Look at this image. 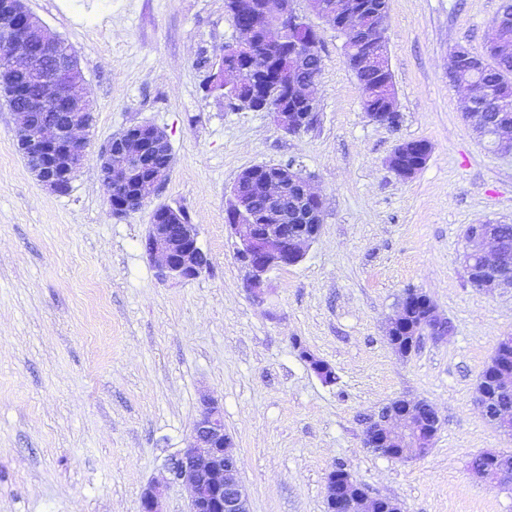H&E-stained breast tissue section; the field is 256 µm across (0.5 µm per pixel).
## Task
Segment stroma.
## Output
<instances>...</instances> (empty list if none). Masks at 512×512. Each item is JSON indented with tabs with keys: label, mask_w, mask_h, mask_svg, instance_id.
Listing matches in <instances>:
<instances>
[{
	"label": "stroma",
	"mask_w": 512,
	"mask_h": 512,
	"mask_svg": "<svg viewBox=\"0 0 512 512\" xmlns=\"http://www.w3.org/2000/svg\"><path fill=\"white\" fill-rule=\"evenodd\" d=\"M28 5L75 52L93 122L85 164L57 194L29 172L0 101V512H139L154 482L164 512H188L190 490L165 462L206 394L224 409L251 512H327L340 463L402 512H512V486L470 469L481 453L512 452L477 405L479 378L512 335V292L479 294L463 263L469 225L512 224V157L466 123L448 80L456 45L484 54L501 0H387L394 128L366 117L343 37L294 0L322 36L318 121L296 135L207 91L236 35L224 0ZM141 123L165 131L174 163L158 195L116 219L97 157ZM408 140L432 153L404 180L387 159ZM265 162L293 164L324 210L303 261L271 274L260 305L225 193ZM161 205L198 226L210 265L195 279L160 281L142 248ZM408 288L451 331L402 357L385 326ZM403 396L432 404L440 426L425 455L397 460L367 448L363 431Z\"/></svg>",
	"instance_id": "35a3bbf8"
}]
</instances>
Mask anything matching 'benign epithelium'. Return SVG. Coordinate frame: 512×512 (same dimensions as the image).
Segmentation results:
<instances>
[{"mask_svg":"<svg viewBox=\"0 0 512 512\" xmlns=\"http://www.w3.org/2000/svg\"><path fill=\"white\" fill-rule=\"evenodd\" d=\"M311 10L328 26L340 27L354 43L356 63L353 71L361 74L371 69L390 72L385 35L378 24L358 21V0H336L332 13L322 9L320 0H309ZM256 8L263 19L262 41L275 48L288 43V22L308 27L294 10L292 0H261L255 5L242 0L239 9ZM7 21L6 47L0 51V93L15 99L12 109L17 116L14 137L19 153L35 179L53 192L63 194L71 187L77 169L86 158V143L76 132L92 121L89 104L83 102V77L71 48L53 34L43 20L28 7L27 0H0V21ZM37 37L46 46L44 59L34 64L28 52L30 39ZM320 38L314 33L307 39L306 53L293 61L288 53L269 57L257 64L253 60L252 34L239 29L235 39L224 45V63L212 75L215 88L236 89L253 83L252 100L243 107L268 112L287 134H297L316 121V103L311 88L320 73L306 76L303 61L319 67ZM455 65L448 78L456 82L461 72L481 73L487 59L463 46L452 50ZM37 84L31 93L27 85ZM502 109L499 96L488 88H466L459 110L491 150L512 156V123L496 119L480 120L483 113ZM169 145L165 132L150 124H137L112 136L98 155V164L107 187L112 215L121 217L136 210L133 203L152 199L167 180L171 165L156 162L163 147ZM408 142L397 145L387 159L389 168L402 179L414 177L425 165L432 146L419 145L420 158L406 165ZM260 174L250 166L242 170L230 187L226 210L236 249L248 270L246 289L252 299L267 301L268 275L274 270L299 264L306 249L317 239L321 227L322 201L312 191L309 181L292 167L263 164ZM297 188L288 197L287 188ZM173 208L154 209L151 224L143 240V249L153 261L162 281H189L209 266V259L198 242L197 225L183 217L179 224L167 223ZM465 268L474 277L473 285L483 295L512 289V249L488 222L467 228ZM450 332L440 319L430 298L414 300L404 294L398 310L387 326L393 349L409 355L423 335L441 338ZM491 383L478 385V405L483 417L505 436L512 437V409L489 399ZM194 420L187 447L171 460V471L191 487L189 512H250L248 495L240 480V464L233 452L234 442L224 429V409L204 395ZM439 429L433 407L425 401L398 398L385 405L378 415L366 421L364 443L369 448H387L396 458L420 456L432 447ZM483 481L511 484L512 470L493 467L474 472ZM336 470L326 480L328 512H400L389 498H371L353 477L347 478L346 493L337 488ZM140 512H164L162 493L156 485L145 487L140 496Z\"/></svg>","mask_w":512,"mask_h":512,"instance_id":"7a95c632","label":"benign epithelium"}]
</instances>
